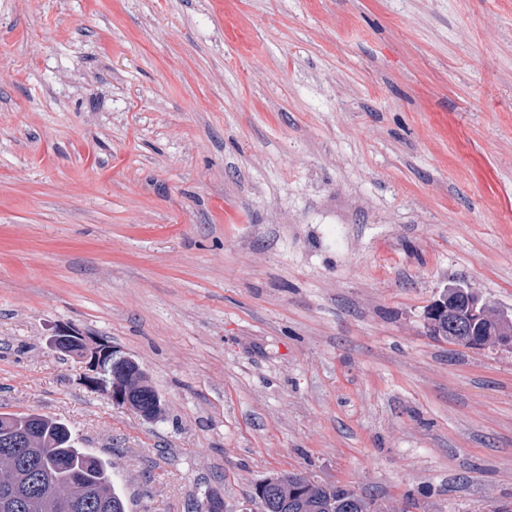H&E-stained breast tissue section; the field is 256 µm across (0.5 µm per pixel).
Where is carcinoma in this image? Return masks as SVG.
Instances as JSON below:
<instances>
[{
	"label": "carcinoma",
	"mask_w": 512,
	"mask_h": 512,
	"mask_svg": "<svg viewBox=\"0 0 512 512\" xmlns=\"http://www.w3.org/2000/svg\"><path fill=\"white\" fill-rule=\"evenodd\" d=\"M137 406L149 416L158 417L164 412V404L148 385L130 388ZM16 429H26L51 443L42 454L17 456L3 450L4 435ZM25 477L29 488L38 485V475L49 469L59 484H66L78 476L102 497L113 503V509L90 504L83 512H125L122 497L112 490V474L106 463L82 448L74 446L72 433L66 424L36 414H20L16 419L0 416V497L3 496V480L12 470ZM293 475L276 474L264 478L262 485L265 512H370L371 502L360 498L343 487L325 491L319 484L308 481V486L298 487L291 482Z\"/></svg>",
	"instance_id": "obj_1"
}]
</instances>
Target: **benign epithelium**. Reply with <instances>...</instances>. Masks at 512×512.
<instances>
[{"label": "benign epithelium", "mask_w": 512, "mask_h": 512, "mask_svg": "<svg viewBox=\"0 0 512 512\" xmlns=\"http://www.w3.org/2000/svg\"><path fill=\"white\" fill-rule=\"evenodd\" d=\"M448 320V335L470 336L473 329L489 336V341L479 344H465L471 349H485L491 345L512 349V310L508 311L490 304L481 294L464 282L446 285L431 301L425 311V324L431 326L438 321ZM53 341L56 347L68 344L78 347V357L85 364L88 373L86 383L93 389L109 396L112 402L134 408L130 399L129 384L112 379V367L123 369L137 384L149 383L146 372L134 359L121 356L104 341L89 340L70 329H61ZM89 490L75 478L68 485L63 498L69 507L76 508L88 498Z\"/></svg>", "instance_id": "1"}]
</instances>
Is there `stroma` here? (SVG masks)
<instances>
[{
  "mask_svg": "<svg viewBox=\"0 0 512 512\" xmlns=\"http://www.w3.org/2000/svg\"><path fill=\"white\" fill-rule=\"evenodd\" d=\"M452 279L512 308V0H0V413L126 512H512V350L427 335ZM53 341L58 348H64L69 343L79 348L78 357L89 371L85 375L86 383L91 388L107 394L113 403L136 411L130 399L131 393L137 406L148 416L159 417L163 414L164 404L160 396L150 384L142 387L149 383L148 376L139 363L131 357L117 355V351L112 349V345L104 341L89 340L85 336H79L75 331L66 328L60 329L53 336ZM112 364L118 368H123L124 374L120 373V380H125V374H127L139 385L133 386L129 390V384L117 380L115 377H113L112 383ZM127 365L133 367L131 371H129ZM136 412L147 421L156 420L143 416L139 411ZM2 415H11L18 419H9ZM16 429L31 430L39 438L51 443L42 454L16 456L12 451H3L4 435ZM30 432L16 433L10 439L15 448H38L43 443ZM72 433L66 424L36 414L0 413V499L3 496V480L12 472V466L20 476L26 475L29 488L38 485V475L43 470L53 471L60 485L66 484L71 477L78 476L88 486L96 489L102 497L113 503V509L99 508L91 503L81 512H125L122 497L112 490V474L106 463L91 455L83 448H76ZM110 510V511H108ZM288 474V512H371L372 503L365 498L355 496L343 487H326L329 492L319 487L315 481L308 479V486L299 488L292 482L296 474H276L265 477L262 485L265 506L264 512H285L286 500L283 490L285 476ZM315 482V483H313ZM256 484V487H257ZM255 487V489H256Z\"/></svg>",
  "mask_w": 512,
  "mask_h": 512,
  "instance_id": "1",
  "label": "stroma"
}]
</instances>
